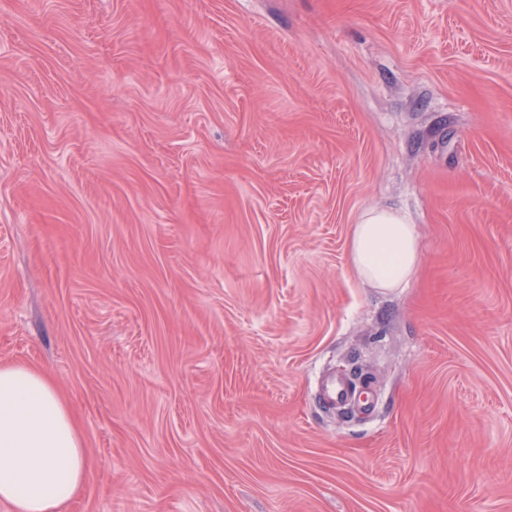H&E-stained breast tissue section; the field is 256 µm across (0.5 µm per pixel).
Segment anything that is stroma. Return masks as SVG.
<instances>
[{
  "label": "stroma",
  "mask_w": 512,
  "mask_h": 512,
  "mask_svg": "<svg viewBox=\"0 0 512 512\" xmlns=\"http://www.w3.org/2000/svg\"><path fill=\"white\" fill-rule=\"evenodd\" d=\"M0 365L65 512H512V0H0ZM351 266L375 288H404L416 273L420 251L408 215L399 209H369L354 225L349 244ZM87 470L81 430L53 380L0 366V504L9 512H62Z\"/></svg>",
  "instance_id": "stroma-1"
}]
</instances>
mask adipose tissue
I'll return each instance as SVG.
<instances>
[{"instance_id": "ef3b65f1", "label": "adipose tissue", "mask_w": 512, "mask_h": 512, "mask_svg": "<svg viewBox=\"0 0 512 512\" xmlns=\"http://www.w3.org/2000/svg\"><path fill=\"white\" fill-rule=\"evenodd\" d=\"M349 259L373 287H405L420 251L408 215L364 211L354 226ZM88 455L66 400L45 373L0 366V504L9 512H62L81 491Z\"/></svg>"}]
</instances>
